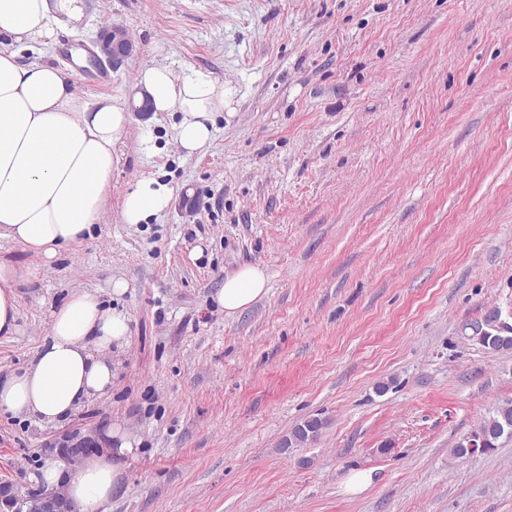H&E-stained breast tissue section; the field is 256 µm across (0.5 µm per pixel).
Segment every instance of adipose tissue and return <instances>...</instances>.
<instances>
[{
  "label": "adipose tissue",
  "mask_w": 512,
  "mask_h": 512,
  "mask_svg": "<svg viewBox=\"0 0 512 512\" xmlns=\"http://www.w3.org/2000/svg\"><path fill=\"white\" fill-rule=\"evenodd\" d=\"M88 0H0V240L23 245L45 260L89 236L106 213L112 186V148L132 114L120 98L78 91L73 71L47 57L58 32L84 27ZM32 60H23V52ZM137 98L153 112H175L176 142L191 155L212 138L216 112L235 94L222 80L176 74L163 64L144 67ZM174 189L155 177L124 198L123 223L147 224L167 211ZM17 267L0 260V335L17 333ZM267 292L256 265L227 276L214 296L227 316L245 311ZM131 335L130 318L98 293L79 291L50 315L47 335L23 369L0 375V412L22 421L53 423L72 416L112 386V354ZM114 448L66 471L45 459L35 480L63 492L74 512H99L119 486L120 460L133 453L129 436L107 428Z\"/></svg>",
  "instance_id": "obj_1"
}]
</instances>
